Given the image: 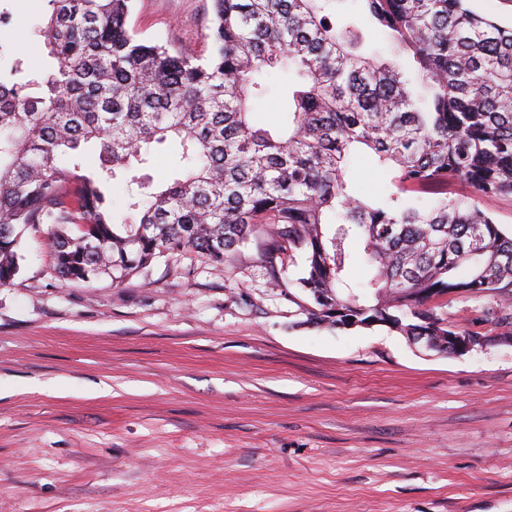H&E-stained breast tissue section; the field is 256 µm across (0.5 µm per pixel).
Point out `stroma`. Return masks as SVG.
<instances>
[{"mask_svg":"<svg viewBox=\"0 0 512 512\" xmlns=\"http://www.w3.org/2000/svg\"><path fill=\"white\" fill-rule=\"evenodd\" d=\"M210 0H135L138 37L208 55ZM48 0H0V54L51 67ZM50 225L0 286V512H512V345L490 297L446 295L485 346L313 325L265 233L230 263L58 276Z\"/></svg>","mask_w":512,"mask_h":512,"instance_id":"obj_1","label":"stroma"}]
</instances>
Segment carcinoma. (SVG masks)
Masks as SVG:
<instances>
[{"instance_id": "cac0c4a2", "label": "carcinoma", "mask_w": 512, "mask_h": 512, "mask_svg": "<svg viewBox=\"0 0 512 512\" xmlns=\"http://www.w3.org/2000/svg\"><path fill=\"white\" fill-rule=\"evenodd\" d=\"M49 6L40 33L52 69L17 83V58L0 72V285L39 224L53 226L65 281L119 282L184 249L222 264L263 229L270 268L300 258L295 286L313 324L478 336L428 303H512V235L477 205L512 196L511 26L468 0H211L203 56L139 39L133 0ZM273 73L285 76L281 118L266 126L253 110ZM168 141L178 150L161 183L150 171ZM355 155L387 178V194L357 195ZM456 182L471 195L449 191ZM425 194L436 204L421 205ZM356 241L373 271L358 285Z\"/></svg>"}]
</instances>
